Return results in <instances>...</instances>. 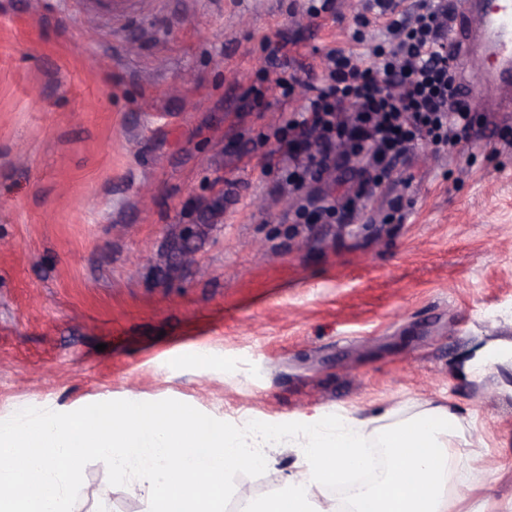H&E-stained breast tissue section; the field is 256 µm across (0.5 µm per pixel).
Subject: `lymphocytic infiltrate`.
I'll use <instances>...</instances> for the list:
<instances>
[{
  "mask_svg": "<svg viewBox=\"0 0 512 512\" xmlns=\"http://www.w3.org/2000/svg\"><path fill=\"white\" fill-rule=\"evenodd\" d=\"M376 3L390 51L370 50L368 61L359 65L332 49L325 79L310 82L302 69L277 79L284 95L302 83L310 91L278 141L293 189L363 157L370 164L359 172L358 195L372 196L410 145L419 140L446 145L455 129L470 125L469 104L451 68L447 6L417 0L408 10L395 0Z\"/></svg>",
  "mask_w": 512,
  "mask_h": 512,
  "instance_id": "obj_1",
  "label": "lymphocytic infiltrate"
}]
</instances>
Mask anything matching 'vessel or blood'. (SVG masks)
Instances as JSON below:
<instances>
[{"mask_svg": "<svg viewBox=\"0 0 512 512\" xmlns=\"http://www.w3.org/2000/svg\"><path fill=\"white\" fill-rule=\"evenodd\" d=\"M480 26L486 37L487 50L495 60L493 68L484 71L467 89L468 94L479 95L484 86L512 78V0H494L492 8L473 9L462 5L452 26L449 46L455 50L467 49L473 26Z\"/></svg>", "mask_w": 512, "mask_h": 512, "instance_id": "1", "label": "vessel or blood"}]
</instances>
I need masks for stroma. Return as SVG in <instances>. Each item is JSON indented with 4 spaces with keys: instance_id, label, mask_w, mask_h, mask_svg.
Wrapping results in <instances>:
<instances>
[{
    "instance_id": "35a3bbf8",
    "label": "stroma",
    "mask_w": 512,
    "mask_h": 512,
    "mask_svg": "<svg viewBox=\"0 0 512 512\" xmlns=\"http://www.w3.org/2000/svg\"><path fill=\"white\" fill-rule=\"evenodd\" d=\"M0 0V420L172 398L238 426L314 413L373 433L427 405L458 419L460 512L512 502V357L464 373L479 346H512V111L496 88L472 127L419 142L351 217L295 222L306 197L352 196L336 169L304 191L263 165L326 53L363 54L368 0ZM104 351H97V344ZM204 348L207 369L189 355ZM259 496L301 463L265 451ZM73 512H149L84 469Z\"/></svg>"
}]
</instances>
